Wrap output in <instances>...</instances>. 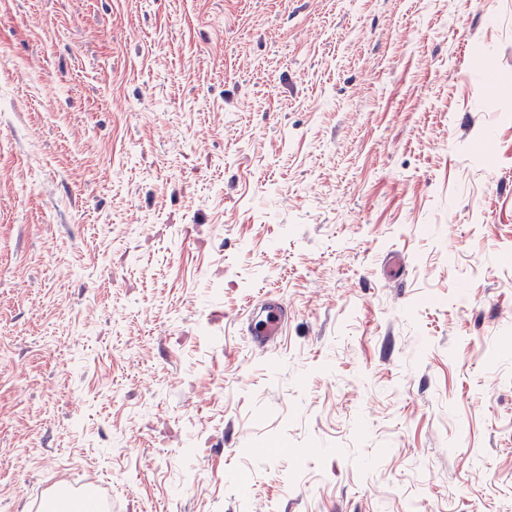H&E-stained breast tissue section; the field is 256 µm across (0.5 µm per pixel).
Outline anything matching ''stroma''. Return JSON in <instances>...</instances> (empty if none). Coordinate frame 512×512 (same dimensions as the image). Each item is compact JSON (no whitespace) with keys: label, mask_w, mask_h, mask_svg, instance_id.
I'll list each match as a JSON object with an SVG mask.
<instances>
[{"label":"stroma","mask_w":512,"mask_h":512,"mask_svg":"<svg viewBox=\"0 0 512 512\" xmlns=\"http://www.w3.org/2000/svg\"><path fill=\"white\" fill-rule=\"evenodd\" d=\"M509 253L512 0H0V512H512ZM288 329V310L275 299H267L259 316L247 317L246 333L252 345L268 349L278 344Z\"/></svg>","instance_id":"1"}]
</instances>
